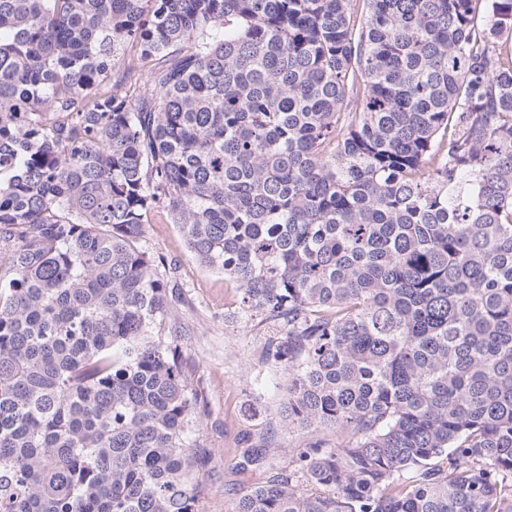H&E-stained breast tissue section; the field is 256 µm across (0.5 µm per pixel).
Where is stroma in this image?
<instances>
[{"label":"stroma","instance_id":"35a3bbf8","mask_svg":"<svg viewBox=\"0 0 512 512\" xmlns=\"http://www.w3.org/2000/svg\"><path fill=\"white\" fill-rule=\"evenodd\" d=\"M144 247L167 257L179 285L175 319L182 328L181 344L204 392L200 411L201 442L210 448L207 491L196 512H227L230 504L262 477L239 470L238 454L247 444L271 434L275 447L273 471L288 463L300 439L279 411L287 373L265 365L262 346L273 326L259 319L228 321L238 306V291L223 274L202 266L187 250L177 225L152 215L145 227Z\"/></svg>","mask_w":512,"mask_h":512}]
</instances>
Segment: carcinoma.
<instances>
[{"label":"carcinoma","instance_id":"carcinoma-1","mask_svg":"<svg viewBox=\"0 0 512 512\" xmlns=\"http://www.w3.org/2000/svg\"><path fill=\"white\" fill-rule=\"evenodd\" d=\"M511 38L512 0H0V512L204 495L155 213L288 373L301 446L229 512H512Z\"/></svg>","mask_w":512,"mask_h":512}]
</instances>
